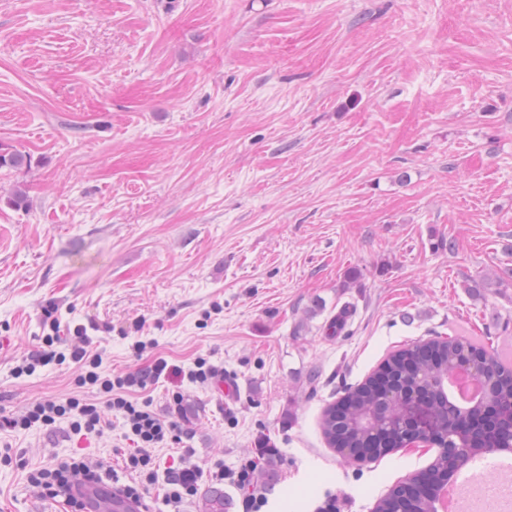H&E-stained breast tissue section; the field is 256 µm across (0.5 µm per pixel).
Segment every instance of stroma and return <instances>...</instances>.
<instances>
[{"mask_svg": "<svg viewBox=\"0 0 512 512\" xmlns=\"http://www.w3.org/2000/svg\"><path fill=\"white\" fill-rule=\"evenodd\" d=\"M0 148L30 159L0 169V405L77 393L12 373L49 314L112 374L140 335L209 358L235 396L184 383L190 435L152 454L230 470L267 438L264 512H373L437 451L350 462L324 410L398 349L512 342V0H0ZM122 432L0 433V512H65L27 470L121 468Z\"/></svg>", "mask_w": 512, "mask_h": 512, "instance_id": "stroma-1", "label": "stroma"}]
</instances>
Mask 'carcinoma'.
<instances>
[{"instance_id":"1","label":"carcinoma","mask_w":512,"mask_h":512,"mask_svg":"<svg viewBox=\"0 0 512 512\" xmlns=\"http://www.w3.org/2000/svg\"><path fill=\"white\" fill-rule=\"evenodd\" d=\"M30 164L17 152L0 151V168H21ZM476 348L465 337L432 341L402 349L391 355L370 381L346 391L340 401L324 412L323 430L329 442L349 456L372 460L396 443L397 437L410 432L398 410L407 401L422 397L436 413L440 436L463 449L466 457H480L496 438L479 432L464 441L448 436V427L458 423L448 406V391L430 379L441 377L466 353ZM480 378L495 381L494 415L503 421L512 419V360L499 355L478 366ZM405 512H438L436 500L409 498Z\"/></svg>"}]
</instances>
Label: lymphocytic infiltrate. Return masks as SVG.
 <instances>
[{"label":"lymphocytic infiltrate","instance_id":"obj_1","mask_svg":"<svg viewBox=\"0 0 512 512\" xmlns=\"http://www.w3.org/2000/svg\"><path fill=\"white\" fill-rule=\"evenodd\" d=\"M89 339L83 325H76L72 335L60 333L57 321H50L49 331L41 338L38 349L29 351L13 369L15 375H31L41 367L67 362L77 365L80 373L76 379L79 394L66 398H42L21 410L12 412L0 407V432L21 433L33 427H48L57 420L70 423L72 432L80 437L101 438L111 428L110 416L124 422L125 438L133 448L124 459L122 472L113 471L108 462L85 455L30 469L26 474L29 485L39 488L44 497L65 498L70 512H82L81 505L70 497L72 485L82 478H92L106 485L116 486L125 496L145 500L152 485L164 480L166 505L180 507L194 497L202 480L220 484L228 483L242 493L243 512H261L268 502V486L258 480L260 465L273 462L280 455L266 439H258L254 448L239 466L232 471L223 466L204 469L168 468L159 474L151 450L163 443L182 442L186 431L185 408L181 392H173L165 413L156 412L142 393L159 380L185 379L199 385H209L224 378L222 366L210 359L197 358L193 369L184 371L168 364L164 358L117 375L102 371L103 358L90 350ZM91 389L93 397L86 398L82 389ZM128 473V482H121V473Z\"/></svg>","mask_w":512,"mask_h":512}]
</instances>
